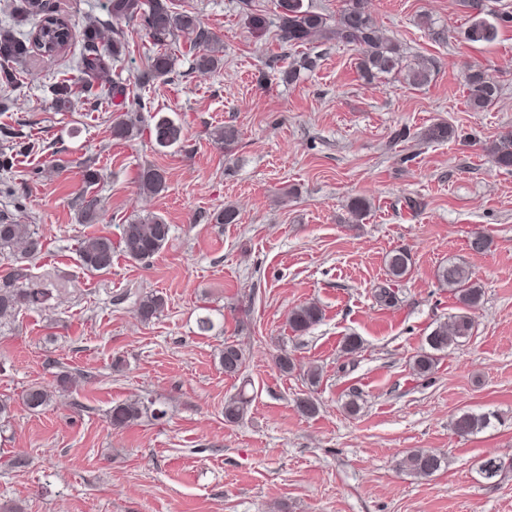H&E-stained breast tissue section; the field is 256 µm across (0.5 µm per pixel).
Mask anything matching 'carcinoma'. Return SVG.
<instances>
[{"instance_id":"carcinoma-1","label":"carcinoma","mask_w":512,"mask_h":512,"mask_svg":"<svg viewBox=\"0 0 512 512\" xmlns=\"http://www.w3.org/2000/svg\"><path fill=\"white\" fill-rule=\"evenodd\" d=\"M476 15L470 19L466 39L472 43H491L497 39L499 27L512 21V14L492 15V19L482 16L484 10L476 2L471 3ZM278 32L281 41L292 48L304 46L316 39H336L352 45L358 51V69L367 80L380 75L398 73L413 86L428 82L430 73L424 65L410 66L405 63L400 46L385 37L369 10L368 0H345L334 23H329L327 15L317 12L304 4V0H277ZM21 11L33 17H40L33 33H18L8 24L0 26V84L13 83L14 73L5 65L21 64L33 50L47 56H56L66 51L75 39L70 23L61 17L47 12L45 0H21ZM108 11L115 21L138 20L154 44L165 47L176 33L194 35L193 48L195 69L202 72H215L223 61V46L208 30L201 26L197 15L191 12L179 13L174 10L172 0H108ZM81 40L85 53L81 54L78 68L83 83H89L107 74L109 62L117 60L125 53V36L116 30L112 40L102 43L103 36L95 24H88L81 30ZM316 59L306 55L293 62L282 72V80L294 82L301 71L312 70ZM174 72V58L167 52H160L150 62L145 78H169ZM468 87L467 105L474 112H481L499 97L496 84L486 80L480 70H473L466 76ZM149 133L153 146L168 148L182 143L185 138L183 125L157 113H144L143 109L124 112L112 121V139L132 141L143 133ZM455 130L444 122L430 125L422 134L426 142L441 143L452 139ZM212 139L229 150L239 139V130L233 125L217 127ZM489 159L498 167L512 168V131L500 134L485 148ZM99 174L88 169L85 174L86 187L78 197V205L84 218L93 220L103 216L101 201L91 187L98 181ZM138 189L141 193L155 196L167 189L165 172L147 164L138 175ZM371 203L356 197L348 205L352 222L357 223L370 210ZM171 225L157 216H135L121 227L119 247L124 255L138 263H147L157 255L171 238ZM20 250V258H33L41 251V241L37 230L31 224H19L14 219L0 217V253ZM114 245L107 235L92 236L86 239L79 249V262L89 272H107L112 269ZM412 260L405 249H395L386 257L387 274L394 282L404 278ZM438 281L448 288L458 304L459 312L449 323L437 325L427 336L429 351L416 356L414 371L421 377L430 376L441 358L458 340L472 335L474 320L472 313L481 304L483 290L472 278L469 268L459 262H450L438 269ZM50 299L49 292L33 281L30 286L16 288L6 280L0 284V318H11L21 309L39 310ZM165 299L155 292L141 296L137 314L144 322L158 317L163 311ZM323 310L315 303L296 307L288 319L289 327L295 332H305L320 323ZM243 350L233 342L224 343L220 353V364L224 374L238 377L245 368ZM48 391L33 385L23 396L24 404L30 409L47 405ZM249 400L239 394L224 402V421L238 423L248 412ZM142 415V406L137 401H126L112 407L110 421L115 427H123ZM491 425V414L463 411L453 421V429L460 436L476 434ZM446 466L443 457L428 451L414 450L400 462L399 469L411 476L428 478ZM505 462L491 457L484 460L479 472L486 480L496 478L503 470Z\"/></svg>"}]
</instances>
